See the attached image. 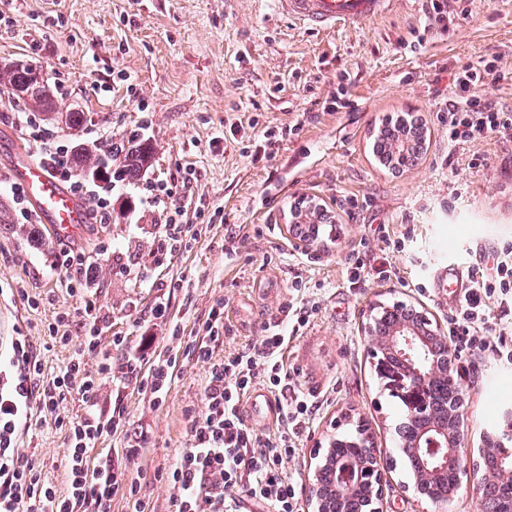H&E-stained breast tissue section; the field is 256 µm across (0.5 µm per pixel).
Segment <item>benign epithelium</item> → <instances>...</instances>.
I'll list each match as a JSON object with an SVG mask.
<instances>
[{
	"label": "benign epithelium",
	"mask_w": 512,
	"mask_h": 512,
	"mask_svg": "<svg viewBox=\"0 0 512 512\" xmlns=\"http://www.w3.org/2000/svg\"><path fill=\"white\" fill-rule=\"evenodd\" d=\"M414 313L416 318L431 324L433 338L423 336L410 321L388 336L378 335L371 321L363 325L375 370L381 374L397 370L402 393L408 398L407 416L416 430L410 443L398 441L396 447L398 453L416 459L419 476L412 483V493L418 502L443 509L457 496L462 477L470 473L477 490V512H512V450L500 440H488L481 452L500 454L498 466L489 472H470L468 455L462 451L466 390L455 377L451 345L440 333V327L432 325L428 312L416 308ZM436 382L447 384L450 390L445 414L438 413L425 395L428 387ZM333 442L331 438L327 445L319 444L311 450L307 474L311 512H350V503L365 487L368 493L363 501L364 512H384L383 490L391 466L376 454L367 429L360 428L358 452L364 459L362 464L337 457ZM328 466L336 480L325 487L319 481V474ZM449 473L455 476L453 488L441 496L436 493V485Z\"/></svg>",
	"instance_id": "7a95c632"
}]
</instances>
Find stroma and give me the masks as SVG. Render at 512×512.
<instances>
[{
  "instance_id": "1",
  "label": "stroma",
  "mask_w": 512,
  "mask_h": 512,
  "mask_svg": "<svg viewBox=\"0 0 512 512\" xmlns=\"http://www.w3.org/2000/svg\"><path fill=\"white\" fill-rule=\"evenodd\" d=\"M424 0H396L364 26L313 30L280 14L274 0H0L13 25L0 28V64L41 66L55 105L84 114L65 139L112 143L153 141L156 152L143 181L112 186V218L83 225L73 238L94 264L89 290L111 328L102 338L113 360V337L138 345L143 314L171 286V324L182 346L203 334L211 306L224 303L228 333L215 357L259 344L262 325L301 278L299 297L315 301L309 325L286 352L305 390L322 407L288 462L305 482L310 452L328 437L364 422L381 456L395 467L385 486L386 512H435L408 491L395 428L402 415L380 388L362 332L373 303L403 300L426 307L447 324L448 299L434 285L440 265L489 268L497 247L512 240V144L484 142L446 165L448 139L436 114L448 99L453 73L463 64L502 53L508 79L490 96L512 108V0H454L447 35L428 27ZM339 97L342 108L319 111ZM315 118H308V111ZM418 112L430 137L415 166L392 175L371 151L385 116ZM14 104L0 99V337L26 336L53 378L78 350L73 335L63 345L49 327L60 313L79 319L82 301L66 289L68 277L49 270L61 243L47 225L19 218L6 173L12 153L30 155ZM296 133H288V126ZM277 130L266 143V129ZM182 168L199 176L198 190L213 224L195 225L196 238L174 255L157 253L160 211L142 204L146 182L168 180ZM362 198L349 209L346 196ZM307 197L329 211L337 233L308 245L291 228L290 207ZM242 240L228 250L230 225ZM410 236L388 259L399 278L351 288L342 268L360 242L379 226ZM476 372L462 376L467 444L483 447L512 414V365L475 358ZM203 367L187 364L161 404L131 384L105 387L104 413L121 409L123 432L102 437L90 462L115 456L129 435L147 431L149 449L129 472L143 471L140 495L151 512H170L168 470L187 446V415L202 407ZM18 446L40 464L42 477L64 489L67 434L51 418L32 414Z\"/></svg>"
}]
</instances>
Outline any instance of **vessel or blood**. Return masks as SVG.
I'll use <instances>...</instances> for the list:
<instances>
[{"instance_id": "vessel-or-blood-1", "label": "vessel or blood", "mask_w": 512, "mask_h": 512, "mask_svg": "<svg viewBox=\"0 0 512 512\" xmlns=\"http://www.w3.org/2000/svg\"><path fill=\"white\" fill-rule=\"evenodd\" d=\"M393 0H276L279 10L309 28L322 29L339 23L366 24L382 14ZM12 172L23 185L53 235L61 241L74 237L88 221L84 203L65 188L44 166L19 156L12 161ZM441 287L447 288L450 302H459L469 291L471 281L462 271L441 273Z\"/></svg>"}]
</instances>
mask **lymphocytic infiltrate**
Masks as SVG:
<instances>
[{"label":"lymphocytic infiltrate","instance_id":"lymphocytic-infiltrate-1","mask_svg":"<svg viewBox=\"0 0 512 512\" xmlns=\"http://www.w3.org/2000/svg\"><path fill=\"white\" fill-rule=\"evenodd\" d=\"M500 54L462 65L453 75L448 103L437 118L448 134V150L456 152L488 141L512 143V110H506L485 91L504 79ZM17 123L38 161L68 184L71 192L88 203L92 223L111 218L112 187L107 179L88 183L74 176L68 161L69 147L62 136L38 123L27 112ZM195 170L182 169L173 183L148 184L146 199L166 211L158 249L173 253L188 246L190 218H204L207 205L197 191ZM52 269L69 276L72 293L81 296L80 321L59 314L63 329L58 341L68 344L69 326H76L82 343L69 364L52 380H45L43 366L29 337L12 341L13 355L7 370H0V512H112L114 497H122L126 512H149L140 497L141 482L128 478L113 459L90 463L88 450L102 436L124 427L121 414L104 416L98 409L105 385L123 388L131 382L149 392L153 403H162L182 363L206 369L203 406L188 415V448L168 469L165 479L172 489L171 512H224L225 495L238 490L253 505L268 512H303L297 482L288 477L286 461L294 457L306 425L318 406L314 393L303 392L283 362V351L292 336L307 326L315 312L312 305L292 299L280 303L275 315L263 324L259 345L214 358L224 342V305L214 304L204 324L201 340L182 354L157 352L155 339L144 336L135 352L125 353L120 366L101 354V335L109 329L96 300L88 294L83 271L91 263L74 248L57 252ZM512 316V243L495 254L491 271L475 269L472 286L458 310L448 317V339L455 365L489 352L512 364V340L506 339L502 321ZM98 356L95 371L85 358ZM263 386L279 402L277 434H259L245 419L243 399ZM78 392L85 411L63 416L59 406L70 392ZM53 413L54 422L67 430L70 452L66 492L42 480L37 461L17 446L18 431L31 416V400Z\"/></svg>","mask_w":512,"mask_h":512}]
</instances>
